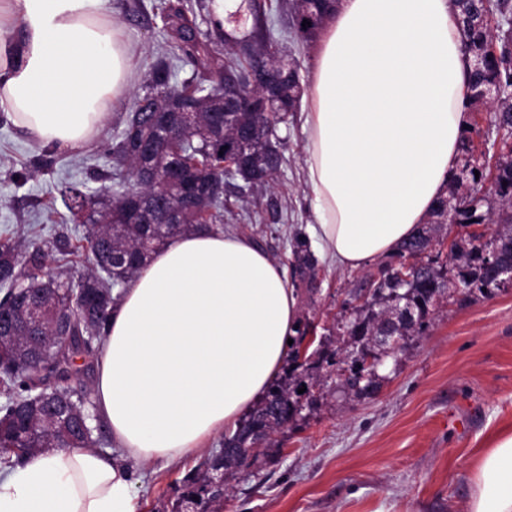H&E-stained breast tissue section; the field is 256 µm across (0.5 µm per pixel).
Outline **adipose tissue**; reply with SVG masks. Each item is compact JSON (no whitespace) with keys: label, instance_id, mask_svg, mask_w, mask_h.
<instances>
[{"label":"adipose tissue","instance_id":"obj_1","mask_svg":"<svg viewBox=\"0 0 512 512\" xmlns=\"http://www.w3.org/2000/svg\"><path fill=\"white\" fill-rule=\"evenodd\" d=\"M108 0H0V111L33 142L88 144L136 77ZM452 0H338L304 104L312 240L340 269L397 253L455 178L471 112ZM300 315L285 269L205 227L121 292L93 398L115 454L30 456L0 472V512H139L134 467L202 455L280 374ZM466 512H512V432L469 471Z\"/></svg>","mask_w":512,"mask_h":512}]
</instances>
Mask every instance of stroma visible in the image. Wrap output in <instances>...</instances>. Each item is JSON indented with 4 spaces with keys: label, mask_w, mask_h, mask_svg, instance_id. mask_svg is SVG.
Listing matches in <instances>:
<instances>
[{
    "label": "stroma",
    "mask_w": 512,
    "mask_h": 512,
    "mask_svg": "<svg viewBox=\"0 0 512 512\" xmlns=\"http://www.w3.org/2000/svg\"><path fill=\"white\" fill-rule=\"evenodd\" d=\"M168 2L109 0L136 50L134 92L112 109L89 145L58 154L54 170L15 181L13 172L41 149L12 120L0 121V238L24 234L50 242L65 234L78 242L80 224L56 186L85 183L93 171L109 169L101 149L171 44L163 12ZM302 123L297 112L278 128L284 163L271 193L255 205L236 192L224 200L225 231L251 236L279 262L289 256L294 234L313 221ZM320 268V293L301 302L319 337L343 316L358 278L325 262ZM379 374L371 397L326 383L317 407L274 434L277 455L259 457L250 476L231 480L222 512H464L476 450L512 428V283L488 296L456 293L444 300L426 331L408 339ZM199 463L195 457L147 466L135 487L140 512H154L160 499L176 503L184 476Z\"/></svg>",
    "instance_id": "1"
}]
</instances>
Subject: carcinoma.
I'll return each instance as SVG.
<instances>
[{
	"instance_id": "cac0c4a2",
	"label": "carcinoma",
	"mask_w": 512,
	"mask_h": 512,
	"mask_svg": "<svg viewBox=\"0 0 512 512\" xmlns=\"http://www.w3.org/2000/svg\"><path fill=\"white\" fill-rule=\"evenodd\" d=\"M331 5L332 0H292L290 28L303 42L310 43ZM459 8L465 32L463 50L472 62V111L492 113L495 129L512 136V29L506 24L493 27L490 22L494 16L502 20L511 17L512 0H465ZM251 11L252 27L247 34L216 41L186 16L181 5H169L167 29L174 49L195 65L196 72L188 80L177 81L173 61L164 54L153 65L143 92L155 94L163 102L205 101L211 110L218 111L227 93L255 96L257 88L251 76L266 72L278 93L257 112H230L224 119L226 129L238 133L241 154L250 159L260 177L251 192L254 196L277 182L282 167L277 127L288 113L299 110L302 83L292 52L276 46L271 21L262 6L254 2ZM305 19L311 26L302 27ZM489 85L501 88L503 96L488 105L481 91ZM132 133L151 142L149 155L136 160L124 156V143ZM222 150L223 134L207 122L182 132H168L158 125L156 116L129 112L107 150L112 157V195L84 184L62 182L57 186L64 204L78 201L86 212L82 272L73 276L52 255L54 250L62 255L71 253L67 240L50 245L19 235L0 242V313L11 321V329L0 334V383L9 395L0 406V452L24 459L50 450L95 447L94 429L85 434L75 424L76 414L88 413L92 391L85 385L76 389L69 381L88 374L97 363L120 288L170 240L202 227L197 215L187 217L183 224L162 223L161 202L174 201L182 193L181 184L163 182L145 189L148 194L155 190L160 193L143 201L148 223H124L125 199L140 190L136 169L147 166L163 174L177 164L206 192L213 184L224 182L226 157L220 155ZM54 164V152L45 150L33 168L18 173V177H32ZM490 176L493 189L482 196ZM448 207L454 224H497L499 230L485 241L472 233L453 241L442 261L428 246L441 228L433 218ZM494 252L501 262H512V147L507 143L495 164V174L488 169H472L466 177L455 178L448 194L437 201L430 220L400 247L395 261L379 265L353 284L348 292L352 313L337 321V330L346 337L350 349H357L376 335L378 326L390 315L391 291L396 288L402 295L401 303L413 310V318L398 327V335L405 341L424 330L432 307L447 295L450 284L459 283L464 294H488L501 287L487 265V256ZM286 263L295 287L311 293L318 290V260L306 237H294ZM407 264L408 279L402 282L398 273ZM362 297L369 303L366 311L354 305ZM32 305L46 309L39 337L27 331ZM82 310L85 315L70 325L69 338L56 337L57 319ZM312 331L308 320L299 321L289 346L288 374L270 385L234 434L224 437V449L215 451L185 476L177 512H217L226 487L214 486L212 477L221 474L227 480L255 465L272 434L315 405L317 398L311 387L323 379L324 367H329L324 371L326 376H336L347 393L363 396L370 394L368 388H379L380 375H367V370L355 362L346 375L343 361L326 349L300 360V347ZM303 386L306 391L301 395L298 389Z\"/></svg>"
}]
</instances>
